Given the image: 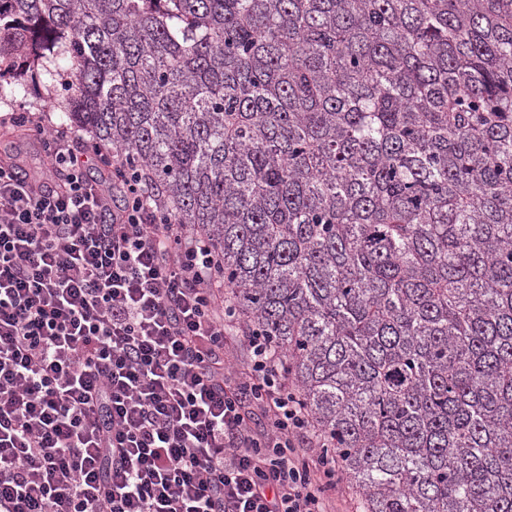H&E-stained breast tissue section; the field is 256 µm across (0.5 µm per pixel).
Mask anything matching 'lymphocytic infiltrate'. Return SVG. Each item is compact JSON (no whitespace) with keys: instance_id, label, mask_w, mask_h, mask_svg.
I'll use <instances>...</instances> for the list:
<instances>
[{"instance_id":"lymphocytic-infiltrate-1","label":"lymphocytic infiltrate","mask_w":512,"mask_h":512,"mask_svg":"<svg viewBox=\"0 0 512 512\" xmlns=\"http://www.w3.org/2000/svg\"><path fill=\"white\" fill-rule=\"evenodd\" d=\"M9 120L49 161L29 179L0 164V512H327L340 471L269 344L245 334L207 237L138 181L111 210L67 130ZM248 353L239 341L235 338H229L224 343V367L231 369L233 372H243L246 367L244 361Z\"/></svg>"}]
</instances>
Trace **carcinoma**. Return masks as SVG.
Instances as JSON below:
<instances>
[{
    "instance_id": "cac0c4a2",
    "label": "carcinoma",
    "mask_w": 512,
    "mask_h": 512,
    "mask_svg": "<svg viewBox=\"0 0 512 512\" xmlns=\"http://www.w3.org/2000/svg\"><path fill=\"white\" fill-rule=\"evenodd\" d=\"M48 56L364 512H512V0H0V79Z\"/></svg>"
}]
</instances>
